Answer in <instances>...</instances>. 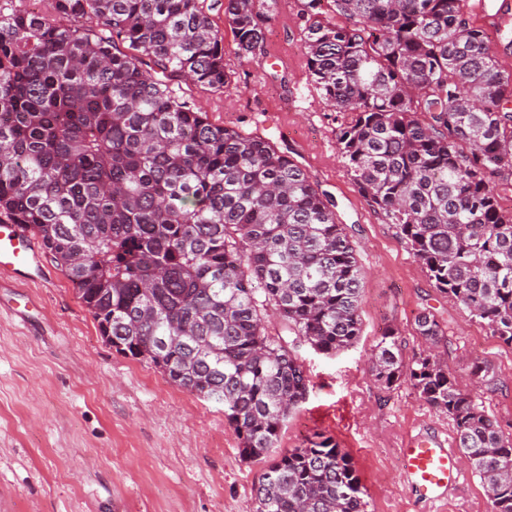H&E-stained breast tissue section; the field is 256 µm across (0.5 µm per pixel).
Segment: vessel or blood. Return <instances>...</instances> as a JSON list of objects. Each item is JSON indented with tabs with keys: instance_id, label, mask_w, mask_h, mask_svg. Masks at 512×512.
<instances>
[{
	"instance_id": "obj_1",
	"label": "vessel or blood",
	"mask_w": 512,
	"mask_h": 512,
	"mask_svg": "<svg viewBox=\"0 0 512 512\" xmlns=\"http://www.w3.org/2000/svg\"><path fill=\"white\" fill-rule=\"evenodd\" d=\"M40 250L31 232L8 217L0 216V273H18L38 267ZM400 470L415 500L443 501L462 477L459 457L447 437H411L399 452Z\"/></svg>"
}]
</instances>
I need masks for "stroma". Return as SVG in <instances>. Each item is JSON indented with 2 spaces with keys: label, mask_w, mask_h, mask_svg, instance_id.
Segmentation results:
<instances>
[{
  "label": "stroma",
  "mask_w": 512,
  "mask_h": 512,
  "mask_svg": "<svg viewBox=\"0 0 512 512\" xmlns=\"http://www.w3.org/2000/svg\"><path fill=\"white\" fill-rule=\"evenodd\" d=\"M303 0H271L265 41L241 55L223 5L210 12L224 35L231 80L223 93L176 86L209 121L264 137L326 193L364 272L361 335L333 356L303 347L306 400L289 416L279 452L324 439L350 454L368 512H487L481 479L464 469L445 501L422 505L401 479L397 453L418 433L453 436L451 421L410 381L380 390L369 356L387 326L405 360L422 350L414 322L425 309L447 324L448 366L472 389L488 373L483 403L512 434V347L438 292L394 225L360 193L340 152L350 113L330 107L310 75ZM463 0L499 64L512 71V21H491L501 0ZM44 280L0 274V512H253L267 463L241 454L222 405L170 383L155 367L118 353L101 336L73 284L43 256Z\"/></svg>",
  "instance_id": "obj_1"
}]
</instances>
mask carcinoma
<instances>
[{
	"label": "carcinoma",
	"instance_id": "1",
	"mask_svg": "<svg viewBox=\"0 0 512 512\" xmlns=\"http://www.w3.org/2000/svg\"><path fill=\"white\" fill-rule=\"evenodd\" d=\"M48 2L101 30L0 0V214L30 229L116 351L224 405L242 455L266 458L309 393L299 348L335 355L360 336L346 227L290 156L211 123L166 84L220 94L231 79L204 0ZM462 2L305 0L307 65L332 107L353 113L338 143L361 194L434 287L512 346V212L493 184L512 173V72ZM325 3L348 23L325 18ZM224 16L240 52L262 46V0H224ZM415 332L425 350L407 362L397 330H383L375 382L409 377L453 421L489 512H512V435L458 387L431 311ZM255 504L367 506L350 454L327 439L273 458Z\"/></svg>",
	"mask_w": 512,
	"mask_h": 512
}]
</instances>
